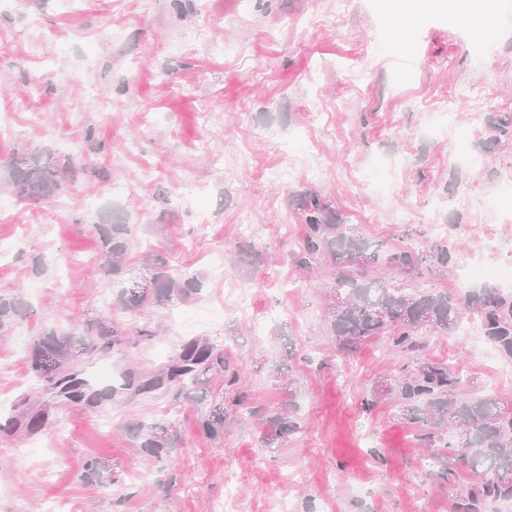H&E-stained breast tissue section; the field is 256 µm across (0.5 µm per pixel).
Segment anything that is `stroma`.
<instances>
[{
    "mask_svg": "<svg viewBox=\"0 0 512 512\" xmlns=\"http://www.w3.org/2000/svg\"><path fill=\"white\" fill-rule=\"evenodd\" d=\"M497 5L487 66L444 9L399 46L376 0H349L341 13L334 0H154L146 15L138 0H0V168L38 147L109 175L36 204L0 181V240L12 245L0 259V295L29 307L0 333V512H41L49 500L66 512H210L229 476L239 487L230 512H274L284 498L299 512H456L471 472L448 458L446 439L421 448L375 384L419 357L461 372L460 397L489 392L512 405V357L495 371L484 338L437 328L422 331L415 355L380 336L341 356L329 331L334 280L325 264L299 262L297 202L319 196L346 233L413 249L421 274L389 284L447 293L458 317L473 314L481 288L459 284L460 265L483 249L512 264V199L486 205L512 174V0ZM450 94L457 126L440 136L426 116ZM462 145L477 168L459 157ZM398 156L408 163L388 192L363 186L365 172ZM187 180L206 196V212L179 202ZM107 214L129 226V277L141 274L148 245L201 291L145 315L115 310L121 284L99 270L93 229ZM244 215L258 238L238 235ZM217 246L222 280L208 263ZM440 246L452 257L443 269L430 261ZM230 283L252 292L251 312L236 309ZM189 311L201 314L197 336L223 346L228 367L201 374L205 403L175 386L70 401L30 369L44 333L77 332L87 317L110 314L129 331L148 325L152 338L129 334L74 370L99 381L127 368L160 372L181 344L171 318ZM231 401L235 422L208 438L204 404ZM291 402L300 431L266 447L254 410ZM38 416L43 426L29 431ZM168 422L177 448L146 457L143 431ZM90 457L113 480L86 477ZM445 466L453 481L438 478Z\"/></svg>",
    "mask_w": 512,
    "mask_h": 512,
    "instance_id": "1",
    "label": "stroma"
}]
</instances>
